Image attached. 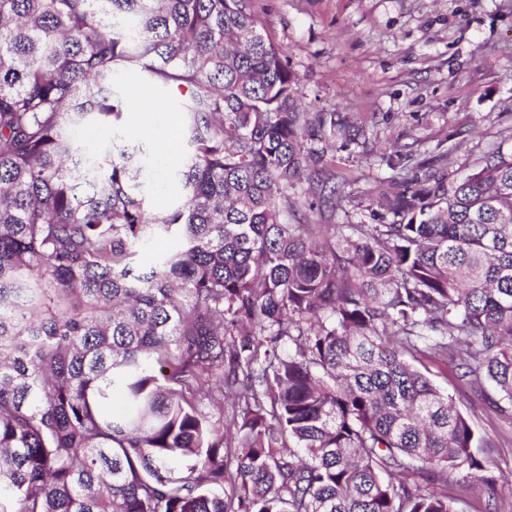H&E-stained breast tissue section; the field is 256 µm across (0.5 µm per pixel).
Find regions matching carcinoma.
Instances as JSON below:
<instances>
[{"instance_id": "1", "label": "carcinoma", "mask_w": 512, "mask_h": 512, "mask_svg": "<svg viewBox=\"0 0 512 512\" xmlns=\"http://www.w3.org/2000/svg\"><path fill=\"white\" fill-rule=\"evenodd\" d=\"M129 71L179 99L167 210L141 146L73 143ZM343 130L250 0H0V512H456L486 465L426 372L512 407V152L408 170L346 234L290 194L336 212L307 143ZM241 372L231 435L197 397Z\"/></svg>"}]
</instances>
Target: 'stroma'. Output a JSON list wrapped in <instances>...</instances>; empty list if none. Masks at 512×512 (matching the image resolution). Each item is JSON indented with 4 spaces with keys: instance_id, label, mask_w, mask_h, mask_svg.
Segmentation results:
<instances>
[{
    "instance_id": "35a3bbf8",
    "label": "stroma",
    "mask_w": 512,
    "mask_h": 512,
    "mask_svg": "<svg viewBox=\"0 0 512 512\" xmlns=\"http://www.w3.org/2000/svg\"><path fill=\"white\" fill-rule=\"evenodd\" d=\"M265 33L284 51L295 91L310 112H333L346 124L328 154L344 176L335 214L312 210L316 224H385L378 191L401 173L398 156L419 162L444 153L463 172L492 147L512 148V0H251ZM124 98L152 93L145 113L153 137L140 141L127 123L81 127L80 141L102 147L143 144L139 181L153 208L177 199L179 163L165 135L176 117L174 95L139 74L121 75ZM481 440L478 454L496 479L449 485L457 512L512 507V415L491 408L455 368L435 376Z\"/></svg>"
}]
</instances>
